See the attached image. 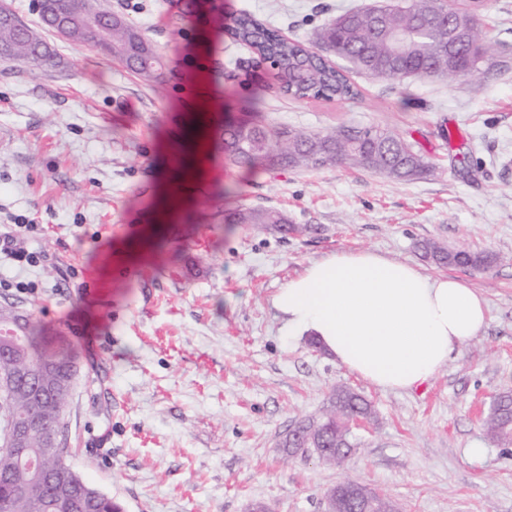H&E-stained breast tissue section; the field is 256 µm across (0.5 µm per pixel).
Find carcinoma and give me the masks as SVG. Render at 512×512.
Returning a JSON list of instances; mask_svg holds the SVG:
<instances>
[{"label":"carcinoma","mask_w":512,"mask_h":512,"mask_svg":"<svg viewBox=\"0 0 512 512\" xmlns=\"http://www.w3.org/2000/svg\"><path fill=\"white\" fill-rule=\"evenodd\" d=\"M42 23L56 30L59 17L71 21L68 40L93 46L139 75L156 80L161 58L152 44L125 19L101 10L97 0H53L50 10L40 9ZM484 4L453 0H401L339 15L319 29L310 45L289 39L248 11L239 13L232 38L258 58L278 61L274 78L281 92L296 99L316 98L345 102L360 95L349 73L375 79L414 76L420 79L467 78L482 82L500 69L497 43L482 35ZM41 37L11 11L0 8V54L29 68L48 65L53 55ZM345 62L341 66L328 55ZM252 117L222 126L217 153L235 165L264 169L320 168L345 164L370 170L398 181L413 180L429 170L425 157L413 144L389 127L338 125L330 131L305 132L265 121L258 103L246 106ZM229 224H267L281 233H299L275 210L238 209L224 215ZM425 256L440 266L479 269L494 257L486 252L449 250L433 241L421 245ZM31 369L29 377L0 393V415L9 420L37 421L26 447L33 449L31 468L8 451V438L0 439V503L7 512H119L120 504L88 484H77L64 462L67 449L43 451V427H60L67 401L60 396L42 400L37 389L53 387L77 369L68 341L47 340L29 322L21 339L5 349L0 371ZM359 414L371 419L370 403L348 388L335 389L319 418L298 423L285 440L288 452L297 453L311 437L342 466L352 450L345 421ZM482 426L490 438L512 445V392L495 394ZM366 487L350 482L336 503L340 512H362L360 498Z\"/></svg>","instance_id":"1"}]
</instances>
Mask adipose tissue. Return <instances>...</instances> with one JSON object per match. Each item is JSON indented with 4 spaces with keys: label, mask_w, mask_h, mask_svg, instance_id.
I'll list each match as a JSON object with an SVG mask.
<instances>
[{
    "label": "adipose tissue",
    "mask_w": 512,
    "mask_h": 512,
    "mask_svg": "<svg viewBox=\"0 0 512 512\" xmlns=\"http://www.w3.org/2000/svg\"><path fill=\"white\" fill-rule=\"evenodd\" d=\"M273 303L287 335L313 336L349 371L396 393L429 383L488 316L466 282L371 250L311 263Z\"/></svg>",
    "instance_id": "adipose-tissue-1"
}]
</instances>
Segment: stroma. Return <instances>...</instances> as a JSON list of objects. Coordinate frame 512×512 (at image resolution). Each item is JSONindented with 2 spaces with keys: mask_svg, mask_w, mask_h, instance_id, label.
I'll use <instances>...</instances> for the list:
<instances>
[{
  "mask_svg": "<svg viewBox=\"0 0 512 512\" xmlns=\"http://www.w3.org/2000/svg\"><path fill=\"white\" fill-rule=\"evenodd\" d=\"M160 53L149 83L96 48L42 31L51 64L0 57V225L39 224L38 266L0 262L32 281L17 299L80 366L64 411L67 467L124 512H324L333 487L366 485L399 512H512V446L481 413L512 391V0H488L489 38L507 72L378 80L357 99H294L227 34L248 10L308 40L375 0H100ZM262 117L304 131L389 126L414 141L427 174L397 182L348 165L262 171L215 159L213 133ZM237 207L274 209L298 234L228 224ZM498 255L474 270L439 267L419 243ZM372 250L455 277L488 305L482 331L431 383L376 388L311 337L282 332L275 295L311 262ZM367 399L344 466L282 442L319 417L332 391Z\"/></svg>",
  "mask_w": 512,
  "mask_h": 512,
  "instance_id": "stroma-1",
  "label": "stroma"
}]
</instances>
